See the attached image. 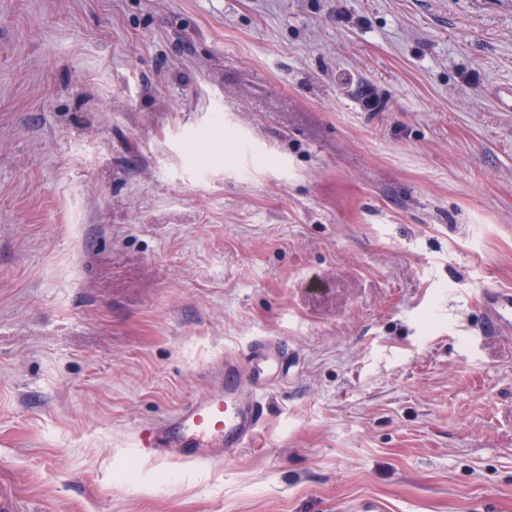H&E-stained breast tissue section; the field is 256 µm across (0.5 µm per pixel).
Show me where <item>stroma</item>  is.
<instances>
[{
	"label": "stroma",
	"instance_id": "35a3bbf8",
	"mask_svg": "<svg viewBox=\"0 0 512 512\" xmlns=\"http://www.w3.org/2000/svg\"><path fill=\"white\" fill-rule=\"evenodd\" d=\"M512 0H0V493L512 512ZM288 343L216 465L137 429ZM483 296L490 309L489 325L498 331L504 327L510 329L512 326V295L496 291L487 292ZM250 356L254 359L265 360L272 368H279L283 361L287 360L283 344L277 339L257 341L251 347Z\"/></svg>",
	"mask_w": 512,
	"mask_h": 512
}]
</instances>
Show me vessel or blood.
Here are the masks:
<instances>
[{"instance_id": "vessel-or-blood-1", "label": "vessel or blood", "mask_w": 512, "mask_h": 512, "mask_svg": "<svg viewBox=\"0 0 512 512\" xmlns=\"http://www.w3.org/2000/svg\"><path fill=\"white\" fill-rule=\"evenodd\" d=\"M485 299L490 326L496 330L512 326V295L489 292ZM250 355L273 367L286 358L277 339L257 341ZM210 371L223 373L222 391L191 398L171 415L141 427L136 439L140 456L158 460L163 449L171 448L180 463L212 464L213 449L232 455L256 438L266 410L258 373L246 371L234 357L214 363Z\"/></svg>"}]
</instances>
